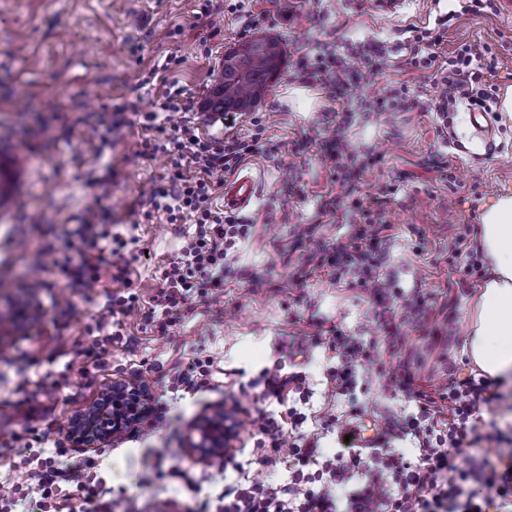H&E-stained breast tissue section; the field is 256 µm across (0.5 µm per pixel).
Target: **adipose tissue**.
Returning <instances> with one entry per match:
<instances>
[{
  "label": "adipose tissue",
  "mask_w": 512,
  "mask_h": 512,
  "mask_svg": "<svg viewBox=\"0 0 512 512\" xmlns=\"http://www.w3.org/2000/svg\"><path fill=\"white\" fill-rule=\"evenodd\" d=\"M478 244L489 275L471 305L464 352L496 378L512 373V196L496 198L484 211Z\"/></svg>",
  "instance_id": "1"
}]
</instances>
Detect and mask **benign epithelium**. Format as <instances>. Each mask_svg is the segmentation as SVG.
Wrapping results in <instances>:
<instances>
[{
  "label": "benign epithelium",
  "instance_id": "benign-epithelium-1",
  "mask_svg": "<svg viewBox=\"0 0 512 512\" xmlns=\"http://www.w3.org/2000/svg\"><path fill=\"white\" fill-rule=\"evenodd\" d=\"M147 416L145 397L135 388L114 383L94 405L74 418L72 432L84 445L93 448L135 427ZM195 431L198 439L191 440L190 448L202 459L221 455L232 447L222 411L202 417Z\"/></svg>",
  "mask_w": 512,
  "mask_h": 512
}]
</instances>
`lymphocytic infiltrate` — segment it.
<instances>
[{"label":"lymphocytic infiltrate","mask_w":512,"mask_h":512,"mask_svg":"<svg viewBox=\"0 0 512 512\" xmlns=\"http://www.w3.org/2000/svg\"><path fill=\"white\" fill-rule=\"evenodd\" d=\"M457 2V8L436 17L433 27L411 29L406 41L410 65L432 79L438 96L428 99L396 83L367 101L370 111L381 116L450 113L462 101L483 108L497 100V87L487 80L498 65L491 44L465 42L450 53L442 51L443 38L459 16L497 13V0ZM388 58L386 44L376 42L360 44L349 57L330 51L305 55L297 62L302 83L324 90L341 115L340 121L330 122L311 139L339 189L325 200L323 214L335 212L338 195L354 196L363 174L378 163L375 156L359 155L347 128L352 102L364 99L365 73L383 70ZM190 108L177 88L167 91L154 110L146 112L133 104L120 117L122 125L140 136L139 157L148 159L162 151L189 160L196 168L192 175L174 170L147 193L151 211L164 214L169 223L195 226L181 255L164 270L162 286L144 315L145 323L162 333L180 323L193 302L222 292L224 275L231 270L230 257L250 236L252 226L237 213L215 211L212 199L225 174L235 171L246 157L267 149L263 119L256 115L250 119L256 132L248 141L202 136L189 120L171 126L160 121L164 113ZM111 184V178L99 180V203L77 230L80 262L60 268L69 287L85 288L105 276L114 281L127 276V266L114 263L113 258L137 244V236L116 235L110 246L102 244L103 227L112 221L106 204ZM357 211L360 220L347 235L319 245L293 274L294 288L301 289L313 274L325 273L336 283L363 293L378 313L384 336L380 344L349 335L339 326L299 334L300 344H323L335 353L336 364L326 381L328 392L336 396L354 393L363 367L376 364L383 355H398L406 345L402 322L427 326L436 308L435 300L404 293L383 276L392 227L381 209L361 203ZM255 385L263 405L273 400L287 406L281 414L262 408L253 424L258 444L266 450L263 464L287 462L288 480L263 487L226 482L220 496L223 512H512V452L493 454L487 449L491 443H511L512 428L482 422L480 405L486 402L488 390L484 378L472 374L460 378L451 371L441 383L425 376L421 364L400 361L389 379V390L408 404V411L382 416L381 432L372 448L347 442V430L338 419L322 420V429L335 433L342 442L340 451L331 457L322 455L317 443L302 431L307 417L298 406L313 393L306 372L286 373L276 364L265 369ZM401 442L410 443L413 457L398 450ZM29 478L40 494L32 502L35 512H74L73 503L58 501L60 486L66 483L82 491L88 482L83 469L60 466L51 457L33 459ZM479 485L484 488L480 494L475 491Z\"/></svg>","instance_id":"1"}]
</instances>
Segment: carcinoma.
Listing matches in <instances>:
<instances>
[{
  "instance_id": "1",
  "label": "carcinoma",
  "mask_w": 512,
  "mask_h": 512,
  "mask_svg": "<svg viewBox=\"0 0 512 512\" xmlns=\"http://www.w3.org/2000/svg\"><path fill=\"white\" fill-rule=\"evenodd\" d=\"M282 42L261 37L238 44L224 54V67L206 102L212 112H249L279 77Z\"/></svg>"
}]
</instances>
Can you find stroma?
Segmentation results:
<instances>
[{
	"label": "stroma",
	"mask_w": 512,
	"mask_h": 512,
	"mask_svg": "<svg viewBox=\"0 0 512 512\" xmlns=\"http://www.w3.org/2000/svg\"><path fill=\"white\" fill-rule=\"evenodd\" d=\"M206 0H0V311L19 314L38 309L41 325L0 326V512H29L25 482L35 457L56 456L61 463L86 467L106 487L93 498L91 512H197L201 501L215 498L228 479L267 484L287 478L284 466L261 462L250 425L254 395L250 381L276 362L301 364L315 394L305 411V429L315 432L329 413L349 421L347 399L325 393L334 366L330 352L311 346L294 353L291 338L299 330L340 326L364 341H379V320L357 290L327 276L309 280L305 290L292 286L293 272L318 244L345 235L358 214L351 199L341 198L334 218L315 217L331 189V173L316 147L306 145L330 104L319 91L293 78L303 55L335 48L346 54L363 42L390 48L387 67L368 76L366 97L382 94L388 83H405L427 97L437 88L407 63L403 29L433 26L447 12L448 0H406L400 13L382 14L374 0H248L242 10L223 8L212 16L222 38L207 39L196 26ZM183 27L180 43L169 33ZM279 38L284 63L278 80L257 103L267 114L266 137L275 152L247 157L240 165L260 182L256 202L241 214L253 226L224 280L222 296L193 304L166 333L145 325L140 311L161 285L163 267L185 242V225L156 215L144 219L130 205L140 189L168 176L174 158L159 152L137 156V138L115 127L87 143L89 125L100 113L116 112L139 101L152 109L167 83L183 88L194 102L202 135L251 138L255 128L241 122L225 130L206 113L213 74L224 54L244 39ZM490 43L498 55L494 82L512 86V20L495 14L461 16L443 43L445 51L469 41ZM181 62L167 65L170 51ZM491 142L476 136L470 111L460 106L448 126L430 112H393L375 117L353 107L348 135L363 154L378 157L359 186L363 201L382 197L381 208L394 238L385 271L396 286L436 300L442 316L454 322L447 354L428 355L425 370L436 378L454 365L459 376L471 367L462 354L471 300L481 281L466 279L448 263L462 225L478 230L475 201L512 191V119L500 105L489 114ZM447 154L450 175L429 168L431 155ZM112 172L108 204L110 233L135 230L143 255L129 263L130 282L102 281L72 291L50 260H79V244L66 238L82 223L99 188L97 178ZM314 227L310 239L295 236L297 226ZM49 280L46 288L25 292L22 282ZM135 296L139 310L123 320V334L106 345L100 359L85 351L100 336L98 323L111 298ZM212 361L209 383L185 392L179 372L191 362ZM397 363L384 358L355 391L365 416L399 411L388 389ZM148 388L156 432L129 429L95 448L79 446L71 423L112 382ZM238 407L241 422L234 442V468L223 457L199 459L188 448L194 423L216 409ZM41 410L32 430H24L25 409Z\"/></svg>",
	"instance_id": "stroma-1"
}]
</instances>
